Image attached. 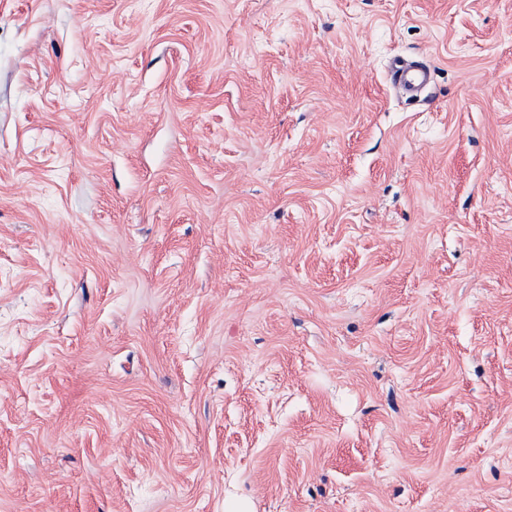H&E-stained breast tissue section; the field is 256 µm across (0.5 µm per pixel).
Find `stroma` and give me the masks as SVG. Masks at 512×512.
Returning <instances> with one entry per match:
<instances>
[{"mask_svg": "<svg viewBox=\"0 0 512 512\" xmlns=\"http://www.w3.org/2000/svg\"><path fill=\"white\" fill-rule=\"evenodd\" d=\"M0 512H512V0H0ZM388 73L391 83L411 97L418 96L431 81V71L426 64L399 56L389 61Z\"/></svg>", "mask_w": 512, "mask_h": 512, "instance_id": "obj_1", "label": "stroma"}]
</instances>
